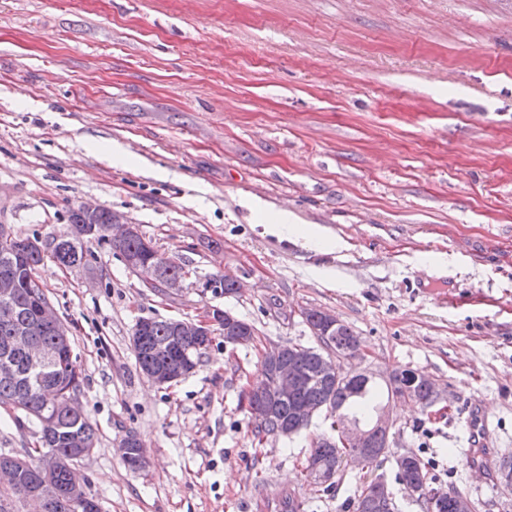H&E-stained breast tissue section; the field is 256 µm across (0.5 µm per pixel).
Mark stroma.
<instances>
[{"mask_svg": "<svg viewBox=\"0 0 512 512\" xmlns=\"http://www.w3.org/2000/svg\"><path fill=\"white\" fill-rule=\"evenodd\" d=\"M81 204L124 213L189 272L179 292L145 287L107 239L90 268H39L82 370L98 443L75 474L100 512H353L380 473L397 512H426L396 478L409 450L433 487L512 512L494 478L512 456V0H0V224L46 238ZM283 207L345 249L267 232ZM227 269L243 295L202 290ZM213 307L253 342L214 327L189 375L148 380L137 321ZM304 309L354 330L378 385L411 368L441 391L428 409L381 396L388 453L328 492L304 468L330 419L258 440L239 403L265 352L315 345ZM470 403L491 418L481 469ZM130 431L150 460L137 473L117 451ZM38 437L0 410V453Z\"/></svg>", "mask_w": 512, "mask_h": 512, "instance_id": "stroma-1", "label": "stroma"}]
</instances>
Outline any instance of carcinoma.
I'll use <instances>...</instances> for the list:
<instances>
[{
	"label": "carcinoma",
	"instance_id": "carcinoma-1",
	"mask_svg": "<svg viewBox=\"0 0 512 512\" xmlns=\"http://www.w3.org/2000/svg\"><path fill=\"white\" fill-rule=\"evenodd\" d=\"M114 248L126 260L136 259L143 265L149 260L145 237L139 232L114 245ZM43 262L44 257L38 252L26 249L23 246V240L19 238L15 237L9 243L0 241V277L11 275L18 279L20 285L15 306L11 309L0 308V345L11 342L17 335V330L33 317L34 300L43 294V289L40 288L38 281L29 278L28 271L38 269ZM55 262L64 267L89 264L87 253L82 245L71 246L64 250L55 256ZM184 273L185 265L175 260L157 274L149 272L147 268L142 270L143 280L148 288L154 287L153 281L160 276L168 277ZM169 336H171V327L168 320H152L151 329L140 334L139 345L135 350L139 369L143 370L157 363V359L151 357L149 351L155 345L168 340ZM31 342L44 348L60 350L64 355L63 364L43 374V379L55 381L58 384V391L53 395L42 391L35 384L21 392L17 382L0 376V408L9 412L24 413L26 418L35 421L40 433V447L25 452L28 465L21 472L19 481L11 487L0 486V512H19L21 508L25 512H78L76 505L67 497L51 505L36 502L32 498V490L35 483L41 479L38 468L39 459L46 454H53L58 458V463L49 477L62 492H68L74 482L71 440L78 437L91 446L96 445L95 429L83 410L79 408L72 411L62 402L65 393L77 389L81 370L76 359L70 356L71 349L60 347L53 329L42 328L31 337ZM360 345L359 336L350 326L343 323L336 327L332 335L324 340L323 346L319 348L290 345L283 348L276 357L272 355L264 357L261 363L264 379L250 387L249 391L242 392L240 398V401L247 403V412L254 419V437L261 440L273 434L275 429L283 424L288 425L289 433L296 435L308 427L306 423L300 425L294 422L296 405L306 403L318 406L320 410L336 418V421L331 423V434H323L312 441L307 461L322 462L338 472L341 471L342 457L351 452V449L336 443L337 433H339L336 422L347 418L355 423H371L379 409L377 393L374 381L364 377L340 382L334 387L327 385L317 378L316 363L324 351L338 353L348 360L353 359L358 356ZM288 360L299 365L308 383L288 398L278 401L272 416L264 418L253 409L251 392L267 386L276 365ZM5 364L21 373L27 372L26 350L15 348L6 358L0 350V367ZM395 382L399 383V386L395 387L399 394L409 397L425 408L432 406L438 398L427 382L412 369L401 370L400 377L396 378ZM48 404L59 408L54 427L50 429L42 427L40 421L43 409ZM396 466L400 481L412 483L421 488L417 500L423 503L426 512H455V492L439 493L431 486L428 478L429 462L419 453L411 450L398 457ZM353 506L355 512H396L394 500L385 494H376L368 485L363 487Z\"/></svg>",
	"mask_w": 512,
	"mask_h": 512
}]
</instances>
